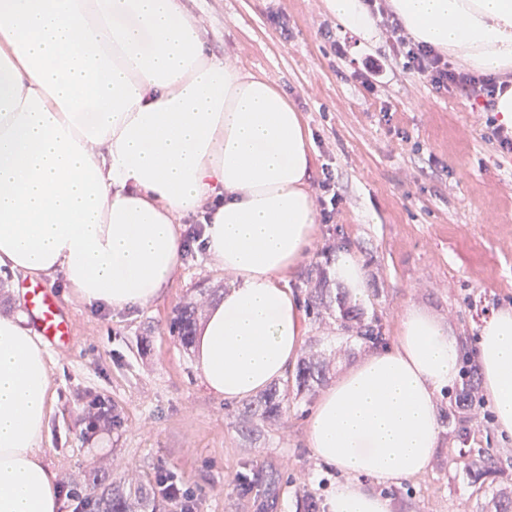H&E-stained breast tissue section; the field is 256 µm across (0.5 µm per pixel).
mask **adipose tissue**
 Instances as JSON below:
<instances>
[{
  "label": "adipose tissue",
  "instance_id": "adipose-tissue-1",
  "mask_svg": "<svg viewBox=\"0 0 512 512\" xmlns=\"http://www.w3.org/2000/svg\"><path fill=\"white\" fill-rule=\"evenodd\" d=\"M415 41L470 71L512 72V0H391ZM371 37L365 0H326ZM299 111L285 94L206 54L178 0H0V269L63 276L85 303L154 300L181 264L180 220L200 215L211 265L233 284L194 337L207 390L246 397L282 378L301 346L280 283L317 213ZM458 338L408 307L376 350L318 398L308 446L342 475L325 512H391L383 484L419 474L438 444L436 396L458 373ZM475 359L500 433L512 436V308L493 313ZM52 362L26 318L0 316V512H60L41 461Z\"/></svg>",
  "mask_w": 512,
  "mask_h": 512
}]
</instances>
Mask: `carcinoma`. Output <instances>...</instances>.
<instances>
[{"label": "carcinoma", "mask_w": 512, "mask_h": 512, "mask_svg": "<svg viewBox=\"0 0 512 512\" xmlns=\"http://www.w3.org/2000/svg\"><path fill=\"white\" fill-rule=\"evenodd\" d=\"M307 307L319 316L329 309L324 299V289H310ZM194 314L195 307L189 303L181 308L172 324L185 346L190 345L193 339ZM336 333L364 349L386 344L381 319L377 316H364L358 306L347 302L344 295L336 297ZM328 374L329 360L318 352L308 354L298 363L291 376L243 403L241 431L253 435L261 427L278 421L288 410V401L311 395ZM452 464L463 468L476 481L499 472L494 455L486 451L476 455H461L452 460ZM89 489L90 499L96 506L95 512H160L154 496L137 479L115 481L110 487L94 480L89 483ZM483 512H512V486L505 483L498 485L485 503Z\"/></svg>", "instance_id": "1"}]
</instances>
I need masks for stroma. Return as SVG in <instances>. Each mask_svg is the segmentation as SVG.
Listing matches in <instances>:
<instances>
[{
  "instance_id": "35a3bbf8",
  "label": "stroma",
  "mask_w": 512,
  "mask_h": 512,
  "mask_svg": "<svg viewBox=\"0 0 512 512\" xmlns=\"http://www.w3.org/2000/svg\"><path fill=\"white\" fill-rule=\"evenodd\" d=\"M215 57L276 84L309 132L310 176L331 171L344 197L333 223L318 224L305 258L281 283L297 300L318 269L332 271L339 253H353L366 272L360 306L381 318L389 343L402 313L418 307L459 339L457 380L436 397L439 443L421 473L385 485L392 512H480L491 484L474 483L448 466L462 452L491 448L502 476L512 479V437L501 435L491 401L460 396L479 327L512 307V154L486 142V114L465 97L440 94L401 69L367 92L352 74L387 47L344 30L324 0H180ZM286 21L282 42L278 21ZM331 30L346 49L337 58L322 35ZM232 284L209 265L202 245L188 240L182 264L163 294L141 308L113 311L83 303L56 279L54 289L72 339L52 350V412L41 450L59 480L85 484L137 473L147 486L168 474L191 491L198 512H298L306 487L326 499L340 478L307 445L316 402L290 403L281 422L254 436L239 433L238 405L209 393L191 348L171 326L178 307L203 296L213 302ZM118 416L110 430L86 429L94 398ZM276 469L280 489L266 503L261 488L237 489L238 474Z\"/></svg>"
}]
</instances>
